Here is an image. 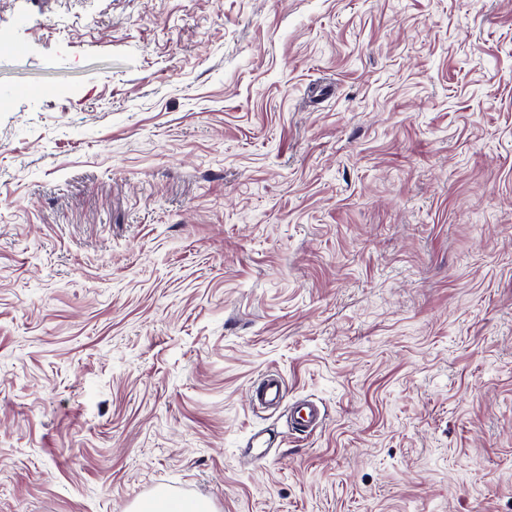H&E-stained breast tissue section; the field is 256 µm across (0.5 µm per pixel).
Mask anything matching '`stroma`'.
Returning a JSON list of instances; mask_svg holds the SVG:
<instances>
[{
	"mask_svg": "<svg viewBox=\"0 0 512 512\" xmlns=\"http://www.w3.org/2000/svg\"><path fill=\"white\" fill-rule=\"evenodd\" d=\"M0 94V512H512V0H0ZM250 398L256 409L269 410L278 407L285 398L284 379L276 371L265 373L251 387ZM322 419V408L310 400L295 402L288 410V422L296 431L307 432L316 429ZM134 512H212L210 502L204 499L186 500L170 491L157 490L153 495L135 505Z\"/></svg>",
	"mask_w": 512,
	"mask_h": 512,
	"instance_id": "obj_1",
	"label": "stroma"
}]
</instances>
